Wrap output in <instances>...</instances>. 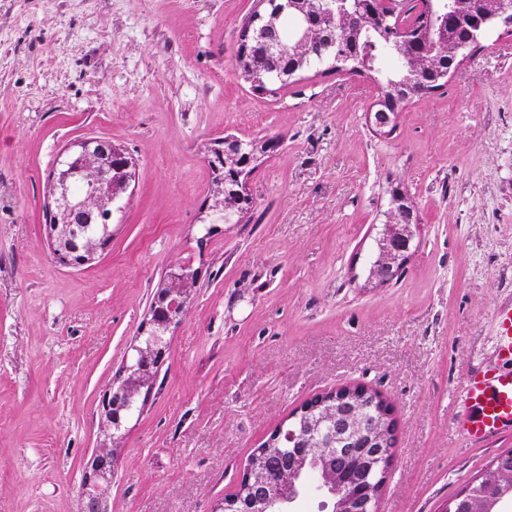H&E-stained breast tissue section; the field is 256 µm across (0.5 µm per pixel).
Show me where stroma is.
Returning <instances> with one entry per match:
<instances>
[{
    "mask_svg": "<svg viewBox=\"0 0 512 512\" xmlns=\"http://www.w3.org/2000/svg\"><path fill=\"white\" fill-rule=\"evenodd\" d=\"M255 0H0V512H79L91 454L115 451L111 512H212L254 448L312 396L382 393L399 443L379 512H441L512 433L455 429L463 376L495 366L512 308V27L444 88L367 114L366 77L313 67L255 93L236 64ZM262 145L245 224L202 238L214 144ZM123 149L135 177L112 239L74 269L51 254L56 162ZM417 227L401 278L369 277L390 192ZM197 272L140 416L99 404L171 266Z\"/></svg>",
    "mask_w": 512,
    "mask_h": 512,
    "instance_id": "35a3bbf8",
    "label": "stroma"
}]
</instances>
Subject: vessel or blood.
<instances>
[{"label": "vessel or blood", "instance_id": "1", "mask_svg": "<svg viewBox=\"0 0 512 512\" xmlns=\"http://www.w3.org/2000/svg\"><path fill=\"white\" fill-rule=\"evenodd\" d=\"M495 353L501 365L466 374L462 401L467 411L455 420L467 439L483 440L512 430V310L499 313Z\"/></svg>", "mask_w": 512, "mask_h": 512}]
</instances>
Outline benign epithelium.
Wrapping results in <instances>:
<instances>
[{"label": "benign epithelium", "mask_w": 512, "mask_h": 512, "mask_svg": "<svg viewBox=\"0 0 512 512\" xmlns=\"http://www.w3.org/2000/svg\"><path fill=\"white\" fill-rule=\"evenodd\" d=\"M242 145L227 139L212 151L210 161L215 172L229 166H236ZM91 167L114 163V175L102 183L95 208L84 202L69 199L62 191L66 182L65 169L73 162ZM57 183L53 190L54 209L49 211V236L53 255L66 265L74 263L85 266L95 261L99 249L84 247V233L91 223L93 210L102 211L117 203L126 192L132 179V163L107 139H92L78 144V148L65 154L61 162ZM398 206L401 220L391 218L385 225L382 248L387 260L381 263L376 280L384 283L393 280L400 272L405 253L410 249L413 237V211L404 204V199L394 201ZM235 215L220 206L207 207V215L201 223L212 232L219 224H232ZM196 280V272L186 265L172 268L166 286L155 293L150 308V335L153 345L142 350L137 366H125L123 374L116 378L103 394L100 404V419L107 427L121 423L122 415L131 409L130 402L123 398L125 382L134 383L152 377L160 366L165 353L164 335L177 324L187 300L188 286ZM327 410L314 417V421L326 424L331 447L323 449L325 469L333 476L336 489V512H377L381 491V475L385 474L397 451V442H386L380 436L383 420L392 416L386 404L379 402L374 391L361 386L355 391L350 386L340 387L320 395V401L309 405L304 414L311 415L322 407ZM316 441L315 434L288 432V442L293 444L288 473L296 475L311 452ZM112 452L107 448L98 449L86 467L81 484L80 512H108L107 499L112 486ZM284 479L282 472L244 473L248 501L258 512L277 507L275 491Z\"/></svg>", "instance_id": "7a95c632"}]
</instances>
